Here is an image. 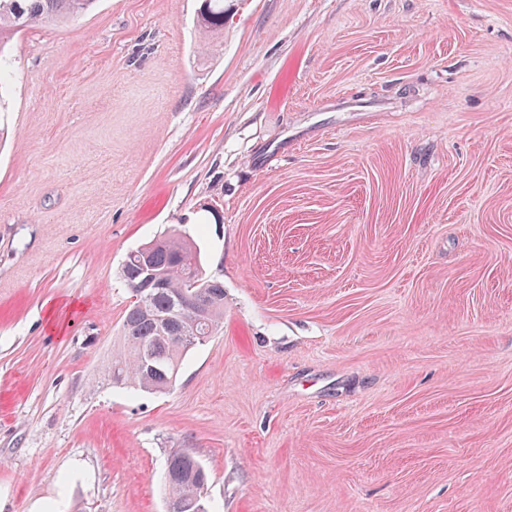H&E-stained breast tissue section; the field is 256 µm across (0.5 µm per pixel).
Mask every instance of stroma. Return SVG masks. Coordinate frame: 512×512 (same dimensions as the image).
Here are the masks:
<instances>
[{"label":"stroma","instance_id":"obj_1","mask_svg":"<svg viewBox=\"0 0 512 512\" xmlns=\"http://www.w3.org/2000/svg\"><path fill=\"white\" fill-rule=\"evenodd\" d=\"M97 0L0 70V512H512V0ZM224 323L113 386L127 254ZM198 15V26L202 34L214 33L224 28V0H203ZM198 464L195 457L183 450H175L168 456L167 512H205L201 503L204 486L199 481Z\"/></svg>","mask_w":512,"mask_h":512}]
</instances>
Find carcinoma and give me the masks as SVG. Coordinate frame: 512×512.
Returning <instances> with one entry per match:
<instances>
[{
  "instance_id": "cac0c4a2",
  "label": "carcinoma",
  "mask_w": 512,
  "mask_h": 512,
  "mask_svg": "<svg viewBox=\"0 0 512 512\" xmlns=\"http://www.w3.org/2000/svg\"><path fill=\"white\" fill-rule=\"evenodd\" d=\"M95 0H0V66L12 35L29 27L74 18L88 10ZM203 34L224 28V0H204L198 15ZM151 264L164 282L153 291L145 306L132 303L123 318L122 350L112 359L108 378L114 385L137 387L144 391L170 389L179 366L191 348L203 344L224 320V284L203 273L200 252L185 235L174 232L144 246ZM206 284L193 287L194 282ZM191 299L205 310L200 318L182 310L166 324L160 314L176 309L177 299ZM150 350L159 361L149 371L143 352ZM199 461L187 452L173 451L167 458L166 481L168 512H203L197 466Z\"/></svg>"
}]
</instances>
